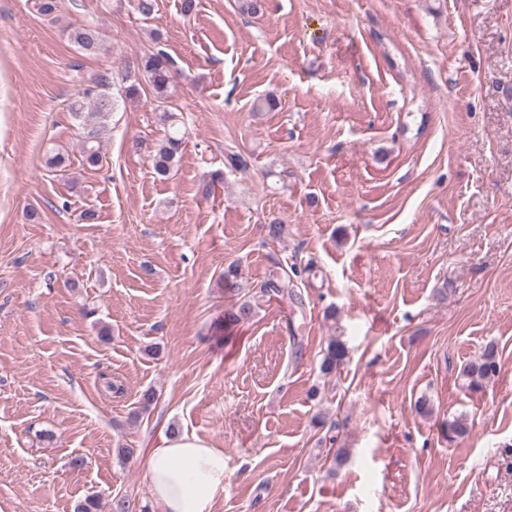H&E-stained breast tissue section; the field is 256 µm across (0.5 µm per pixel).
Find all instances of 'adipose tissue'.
<instances>
[{"label": "adipose tissue", "instance_id": "ef3b65f1", "mask_svg": "<svg viewBox=\"0 0 512 512\" xmlns=\"http://www.w3.org/2000/svg\"><path fill=\"white\" fill-rule=\"evenodd\" d=\"M226 466L223 449L197 436L164 437L146 464L150 495L160 512H213L214 500L224 490Z\"/></svg>", "mask_w": 512, "mask_h": 512}]
</instances>
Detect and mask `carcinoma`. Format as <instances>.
Here are the masks:
<instances>
[{"label": "carcinoma", "mask_w": 512, "mask_h": 512, "mask_svg": "<svg viewBox=\"0 0 512 512\" xmlns=\"http://www.w3.org/2000/svg\"><path fill=\"white\" fill-rule=\"evenodd\" d=\"M69 40L85 57H95L107 51L103 35L94 24H84L74 27L68 33ZM138 67L146 74L149 86L155 99L165 98L172 79V61L163 51L143 56ZM84 88L69 105V112L80 121V136L83 139L82 165L86 168L102 166L103 156L100 151V141L106 134L109 118L114 110L112 82L106 76L90 72L82 76ZM161 120L167 126L165 135L159 139L152 150V169L155 177L166 180L170 177L175 160L182 150L183 136L176 126V115L169 110L162 111ZM46 165L53 172L66 173L71 161L68 155L56 152L47 157ZM302 270L291 267V274H287L277 281H272L261 288V292L271 291L278 295H287L299 299L295 291L297 284L294 278L300 276ZM238 268L234 264L224 268V290L238 295L241 292L238 282ZM255 316V308L246 299L238 301L224 313V323L237 325L245 323ZM346 355V348L342 341L333 339L329 342L324 353L320 370L328 375L336 370ZM500 371V353L496 341L489 340L484 345L480 355L465 363L460 369L459 379L462 387L470 392L481 391L486 383L494 378ZM448 440L466 436L470 431L467 418L457 416L446 424Z\"/></svg>", "instance_id": "1"}]
</instances>
